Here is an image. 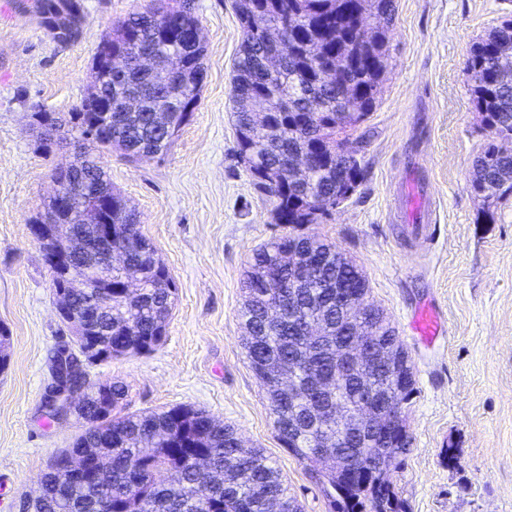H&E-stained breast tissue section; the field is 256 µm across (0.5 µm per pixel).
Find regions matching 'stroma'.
Returning <instances> with one entry per match:
<instances>
[{
	"label": "stroma",
	"instance_id": "1",
	"mask_svg": "<svg viewBox=\"0 0 512 512\" xmlns=\"http://www.w3.org/2000/svg\"><path fill=\"white\" fill-rule=\"evenodd\" d=\"M151 0H84L79 39L57 43L32 0H0V512L38 491L56 453L81 432L43 406L51 355L69 331L31 232L69 150H43L33 107L66 113L89 89L97 45ZM205 79L166 153L102 156L176 286L167 336L147 354L90 370L124 382L130 413L191 405L233 426L280 471L301 512H330L312 474L278 439L241 344V282L252 253L285 234L274 202L237 156L233 71L242 42L236 0H193ZM512 18V0H394L380 102L364 125L365 179L353 197L303 233L336 246L362 270L369 298L396 328L414 367L404 406L410 444L392 474L404 512H512V196L483 209L469 186L488 143L464 61L474 42ZM418 162L435 192L437 240L402 243L394 190ZM436 300L447 334L425 347L408 333L412 309Z\"/></svg>",
	"mask_w": 512,
	"mask_h": 512
}]
</instances>
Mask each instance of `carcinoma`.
I'll return each instance as SVG.
<instances>
[{"instance_id": "carcinoma-1", "label": "carcinoma", "mask_w": 512, "mask_h": 512, "mask_svg": "<svg viewBox=\"0 0 512 512\" xmlns=\"http://www.w3.org/2000/svg\"><path fill=\"white\" fill-rule=\"evenodd\" d=\"M61 9L68 33L57 41L77 38L84 16L83 0H40V13L52 23L51 7ZM393 0H240L243 28L235 66V98H247L254 108L268 113L257 123L249 112H235L237 154L254 183L275 199L273 219L292 232L255 250L243 281L242 341L250 367L265 390L280 441L300 459L310 458L312 443L323 434L321 424L307 414L302 402H288L274 389L262 368L278 362L298 372L300 379L313 369L330 376L336 367V343L357 315L351 307L336 309V271L358 276L355 261L336 263V246L296 232L305 224H319L336 205V177L344 171L359 187L364 168L344 147L351 132L369 118L382 98L390 57L389 24ZM296 17L298 29L289 28ZM383 22L367 33L364 21ZM197 24L192 0L173 7L153 0L144 11L115 23L104 42L112 43V56L120 64V80L112 86V125L92 129V101L85 96L72 111L55 114L57 139L83 142L79 164L93 168L112 181L100 165L101 153L119 149L127 159L166 152L197 104L204 70V46L191 40ZM512 42V19L494 27L477 41L465 61L471 96L490 138L512 140V60L499 55ZM154 52L157 66L176 53L182 67L164 77L145 73L137 53ZM281 59L271 71L267 61ZM311 161L310 181L293 185L283 178L266 182L261 171L292 167L297 157ZM470 187L484 205L512 194V155L496 152L490 142L475 158ZM137 223L135 211L112 192V224L116 242L127 248L128 266L140 275L141 288L131 296L123 289V276L112 273V357L153 351L165 338L175 303L176 287L167 268L143 235L128 233ZM296 247L298 253L321 258V274L296 289L288 303V289L267 287L264 277L286 276L281 254ZM363 289L368 284L358 276ZM314 319L324 335L312 341L300 333V323ZM112 416L94 430H84L69 451L87 460L90 476L61 481L49 465L34 502L23 499L21 512H95L107 502L111 512H301L284 480L258 449L248 447L233 427L205 410L180 405L142 414L122 413L128 386L115 381ZM395 445L380 442L371 432L351 448L333 451L330 462L315 473L332 512H401L391 474L406 452V423L394 428ZM207 460L222 480L219 496L210 495L199 482L196 461ZM359 457L374 473L365 479L349 477L336 467Z\"/></svg>"}]
</instances>
